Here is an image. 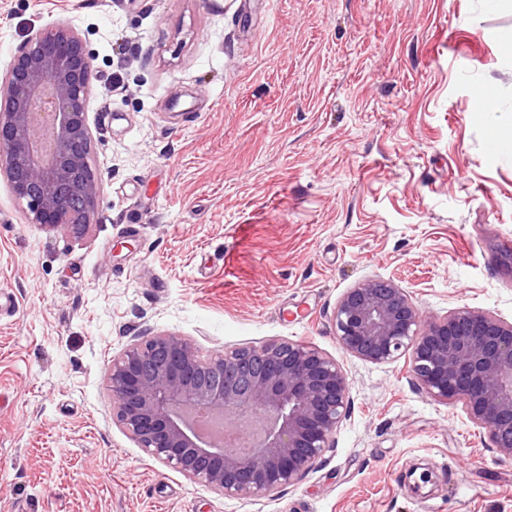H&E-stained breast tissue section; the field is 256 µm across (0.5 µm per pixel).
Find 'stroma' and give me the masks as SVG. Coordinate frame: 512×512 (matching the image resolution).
Instances as JSON below:
<instances>
[{"mask_svg":"<svg viewBox=\"0 0 512 512\" xmlns=\"http://www.w3.org/2000/svg\"><path fill=\"white\" fill-rule=\"evenodd\" d=\"M55 22L93 54L104 189L75 235L30 223L0 176V512H512V457L333 321L372 279L426 317L512 321V152H490L512 136V0H0V75ZM156 333L335 358L333 448L274 497L148 456L106 376Z\"/></svg>","mask_w":512,"mask_h":512,"instance_id":"obj_1","label":"stroma"}]
</instances>
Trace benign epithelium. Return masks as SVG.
<instances>
[{
  "label": "benign epithelium",
  "mask_w": 512,
  "mask_h": 512,
  "mask_svg": "<svg viewBox=\"0 0 512 512\" xmlns=\"http://www.w3.org/2000/svg\"><path fill=\"white\" fill-rule=\"evenodd\" d=\"M91 57L69 25L32 34L0 79V172L30 220L82 233L102 177L90 162L86 98ZM348 354L374 364L408 357L419 388L462 404L494 448L512 456V321L460 307L424 318L406 289L372 279L347 289L334 316ZM112 416L152 458L212 491L273 497L326 449L349 408L350 383L334 358L305 342L270 340L204 357L176 334H156L112 359ZM221 408L264 425L246 454L204 439L191 413Z\"/></svg>",
  "instance_id": "obj_1"
}]
</instances>
